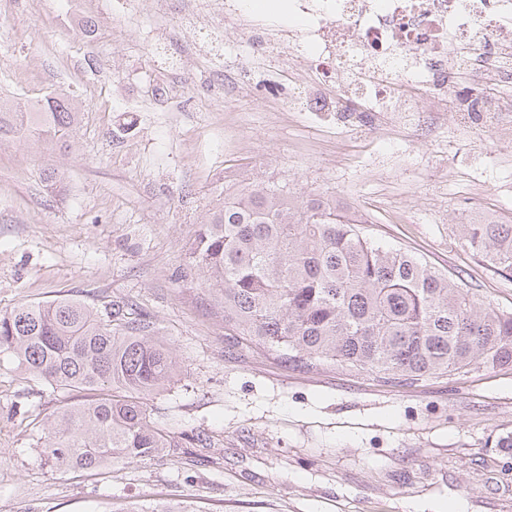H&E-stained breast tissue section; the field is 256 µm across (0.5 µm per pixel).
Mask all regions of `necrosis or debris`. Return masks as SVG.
Masks as SVG:
<instances>
[{
  "instance_id": "4bbe7bcc",
  "label": "necrosis or debris",
  "mask_w": 512,
  "mask_h": 512,
  "mask_svg": "<svg viewBox=\"0 0 512 512\" xmlns=\"http://www.w3.org/2000/svg\"><path fill=\"white\" fill-rule=\"evenodd\" d=\"M288 16L275 32L295 85L358 63L374 105L426 88L430 112L472 109L512 144V94L469 98L450 82L457 71L476 86L512 81V0H288Z\"/></svg>"
}]
</instances>
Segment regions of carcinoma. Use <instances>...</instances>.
<instances>
[{
	"label": "carcinoma",
	"mask_w": 512,
	"mask_h": 512,
	"mask_svg": "<svg viewBox=\"0 0 512 512\" xmlns=\"http://www.w3.org/2000/svg\"><path fill=\"white\" fill-rule=\"evenodd\" d=\"M80 112L56 94L0 102V137L26 130L68 147ZM460 233L480 257L512 269V225ZM189 267L236 335L301 368L332 365L393 382L512 364V312L481 301L420 258L364 238L320 196L251 182L224 193L201 224ZM0 357L52 389L84 394L49 414L37 444L59 472L99 470L181 444L149 400L178 362L146 316L125 319L69 298L0 312ZM123 512H197L187 502L131 503Z\"/></svg>",
	"instance_id": "1"
}]
</instances>
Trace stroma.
I'll return each mask as SVG.
<instances>
[{
    "instance_id": "obj_1",
    "label": "stroma",
    "mask_w": 512,
    "mask_h": 512,
    "mask_svg": "<svg viewBox=\"0 0 512 512\" xmlns=\"http://www.w3.org/2000/svg\"><path fill=\"white\" fill-rule=\"evenodd\" d=\"M156 2L129 13L124 0H0V100L64 93L82 112L66 149L0 139V310L71 297L150 316L179 362L151 407L175 437L210 444L51 471L33 422L78 394L0 361V512H118L155 499L200 512H512V448L498 444L512 433L511 365L403 383L296 368L231 336L188 268L234 176L331 197L375 245L512 312V270L481 260L459 232L484 214L512 225V148L452 109L433 131L397 109L364 135L349 79L289 85L266 48V13L215 0L194 26L180 0ZM229 53L243 91L228 99ZM272 88L285 107L275 116ZM320 94L338 118L308 111Z\"/></svg>"
}]
</instances>
